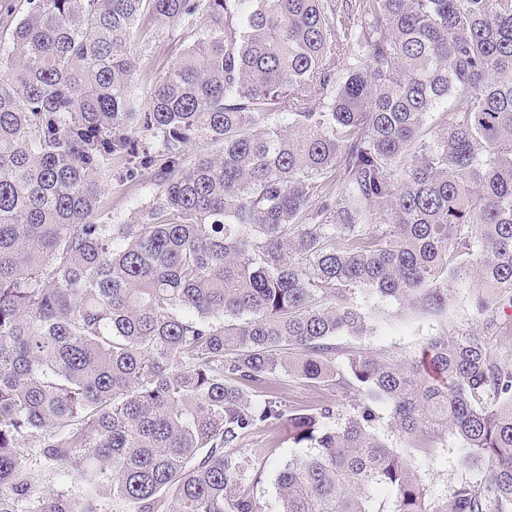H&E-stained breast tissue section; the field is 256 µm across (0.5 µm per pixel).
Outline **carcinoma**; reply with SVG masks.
<instances>
[{"label":"carcinoma","instance_id":"1","mask_svg":"<svg viewBox=\"0 0 512 512\" xmlns=\"http://www.w3.org/2000/svg\"><path fill=\"white\" fill-rule=\"evenodd\" d=\"M26 4L0 44V512H264L258 430L311 449L279 512H512V352L338 343L387 304L512 308V0ZM148 12L193 40L134 112ZM200 137L223 147L187 166ZM114 159L158 167L135 224L97 222ZM282 374L344 403L292 407ZM450 439L478 479L434 498L413 462Z\"/></svg>","mask_w":512,"mask_h":512}]
</instances>
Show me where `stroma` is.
Returning a JSON list of instances; mask_svg holds the SVG:
<instances>
[{"mask_svg": "<svg viewBox=\"0 0 512 512\" xmlns=\"http://www.w3.org/2000/svg\"><path fill=\"white\" fill-rule=\"evenodd\" d=\"M141 24L150 34L149 40H137L132 50L139 59L133 73L134 102L136 109H143L155 81L162 76L171 63L191 41V31L185 26H174L149 16L142 17ZM103 207L99 215L104 224H130L138 221L142 210L157 191L155 172L145 169L136 178L122 183L105 177L102 185ZM469 301L457 298L447 319L418 313L398 314L396 307H389L388 319L369 336L356 339L342 337L346 347L360 350L378 357H409L421 351L433 336L473 328ZM281 395L292 406L308 408L325 401L339 402L335 391L318 384L306 383L287 376L276 379ZM266 432L260 431L246 439L241 452L252 459L254 467L262 473L254 488V494L265 512H277L276 475L283 465L296 453L291 443L280 447L267 445ZM462 455L459 445L447 442L433 464H419L418 469L424 484L435 493H443L447 487L460 479L464 471L460 466Z\"/></svg>", "mask_w": 512, "mask_h": 512, "instance_id": "1", "label": "stroma"}]
</instances>
